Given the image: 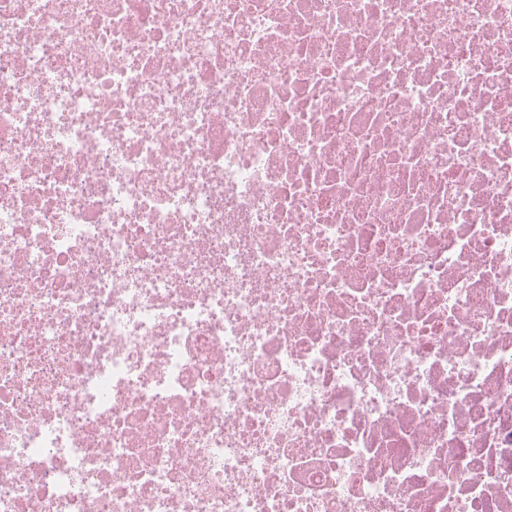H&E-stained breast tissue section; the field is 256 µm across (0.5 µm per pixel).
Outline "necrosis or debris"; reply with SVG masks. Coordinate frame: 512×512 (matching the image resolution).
<instances>
[{
  "mask_svg": "<svg viewBox=\"0 0 512 512\" xmlns=\"http://www.w3.org/2000/svg\"><path fill=\"white\" fill-rule=\"evenodd\" d=\"M0 512H512V0H0Z\"/></svg>",
  "mask_w": 512,
  "mask_h": 512,
  "instance_id": "necrosis-or-debris-1",
  "label": "necrosis or debris"
}]
</instances>
